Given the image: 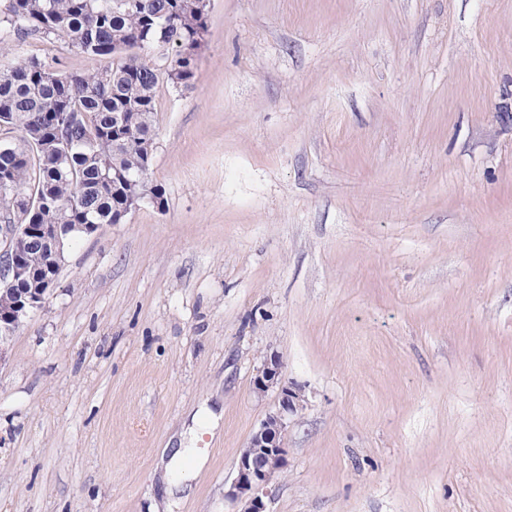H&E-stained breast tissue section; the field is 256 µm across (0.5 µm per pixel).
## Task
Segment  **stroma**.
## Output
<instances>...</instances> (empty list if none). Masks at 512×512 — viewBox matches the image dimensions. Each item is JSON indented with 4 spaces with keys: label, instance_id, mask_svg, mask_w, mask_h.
<instances>
[{
    "label": "stroma",
    "instance_id": "obj_1",
    "mask_svg": "<svg viewBox=\"0 0 512 512\" xmlns=\"http://www.w3.org/2000/svg\"><path fill=\"white\" fill-rule=\"evenodd\" d=\"M20 55L112 64L1 27ZM157 100L163 207L70 241L0 344V512H237L270 354L305 403L268 512H512V0H210ZM191 441L192 438L186 443L180 442L182 447H177L172 451L166 464V473L175 469L193 472L202 468L206 459L203 455L194 452Z\"/></svg>",
    "mask_w": 512,
    "mask_h": 512
}]
</instances>
